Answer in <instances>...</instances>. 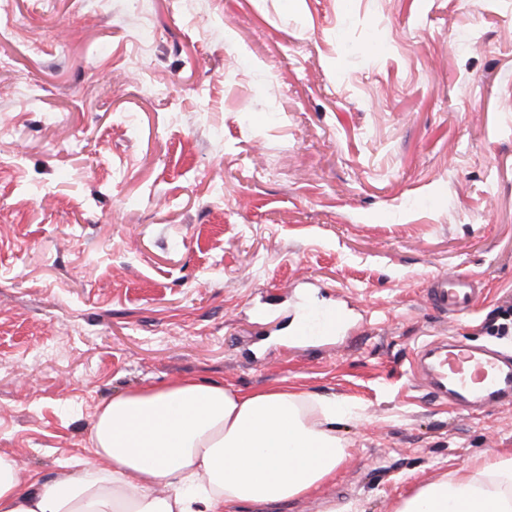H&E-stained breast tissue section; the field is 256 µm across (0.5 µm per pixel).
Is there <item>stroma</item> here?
Segmentation results:
<instances>
[{"label": "stroma", "mask_w": 512, "mask_h": 512, "mask_svg": "<svg viewBox=\"0 0 512 512\" xmlns=\"http://www.w3.org/2000/svg\"><path fill=\"white\" fill-rule=\"evenodd\" d=\"M465 274L461 314L429 280ZM348 307L300 350L293 309ZM512 0H0V451L92 462L112 396L198 377L336 398L349 455L274 512H392L512 454L435 400L448 338L512 355ZM259 308L271 322L255 320ZM432 304L446 313H463L472 308L480 288L466 275H437L427 288Z\"/></svg>", "instance_id": "stroma-1"}]
</instances>
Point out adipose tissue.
Wrapping results in <instances>:
<instances>
[{"label": "adipose tissue", "mask_w": 512, "mask_h": 512, "mask_svg": "<svg viewBox=\"0 0 512 512\" xmlns=\"http://www.w3.org/2000/svg\"><path fill=\"white\" fill-rule=\"evenodd\" d=\"M333 399L195 378L112 397L91 433L93 464L22 479L0 452V512H244L302 498L348 455ZM165 493H157V485ZM393 512H512V456L465 465Z\"/></svg>", "instance_id": "1"}]
</instances>
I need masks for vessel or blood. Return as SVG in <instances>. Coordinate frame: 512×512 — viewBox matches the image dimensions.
<instances>
[{
    "instance_id": "1",
    "label": "vessel or blood",
    "mask_w": 512,
    "mask_h": 512,
    "mask_svg": "<svg viewBox=\"0 0 512 512\" xmlns=\"http://www.w3.org/2000/svg\"><path fill=\"white\" fill-rule=\"evenodd\" d=\"M478 294L472 279L462 274L435 276L428 290L435 307L454 314L470 310ZM344 324L343 311L326 310L319 317H309L298 323L297 341L303 345L311 344L317 337L340 333ZM413 365L429 378L434 395L456 405L477 402L493 407L512 398V364L502 361L494 352L432 341L420 348Z\"/></svg>"
}]
</instances>
